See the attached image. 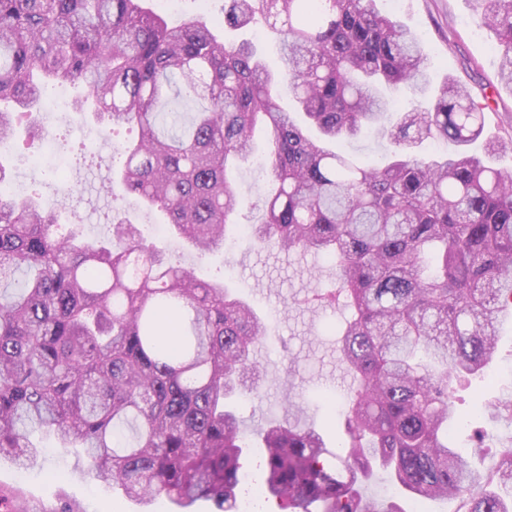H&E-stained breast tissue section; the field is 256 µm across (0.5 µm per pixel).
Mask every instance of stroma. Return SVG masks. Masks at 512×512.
Returning <instances> with one entry per match:
<instances>
[{
	"instance_id": "1",
	"label": "stroma",
	"mask_w": 512,
	"mask_h": 512,
	"mask_svg": "<svg viewBox=\"0 0 512 512\" xmlns=\"http://www.w3.org/2000/svg\"><path fill=\"white\" fill-rule=\"evenodd\" d=\"M476 0H402L397 16L422 45L433 84L455 78L466 85L475 101L487 104L486 132L512 136V91L498 83V48L492 31L475 23ZM207 15L221 38L230 36L252 42L270 68L280 65L273 36L262 25L233 32L224 27V0H183L177 12L167 13L177 24L192 16ZM43 141L69 143L66 182H58L43 169L32 166L25 154L7 158L13 179L22 183L27 195L46 201L65 196L60 213L63 224L82 225L89 239L110 233V215L125 217L148 233L150 241L162 247L169 263L187 266L202 280H225L233 292L252 305L266 325L268 339L254 355L261 364L259 396L244 395L237 401L238 415L248 426L259 428L270 422L287 421L296 415L300 423L315 427L328 446H336L343 426L331 405L321 396L329 391L344 392L353 381L340 362L336 329L348 315L343 306L323 307L314 301L317 289L336 285V266L313 252L286 253L266 246L257 247L241 239L233 250L220 249L198 254L189 244H171L165 234L152 232L161 223L159 213L139 205L134 198L119 194L107 198L104 184L94 180L85 187L87 170L120 172L123 143L133 134L124 128L108 130L87 114L44 112ZM235 183L246 198L239 220L260 223L263 203L272 187L271 178L255 164L243 165ZM512 402V320L504 321L488 378L472 385L457 386L453 396L462 424L453 430L452 440L471 464L490 467L489 456L474 453L469 435L482 428L492 448L512 446V414L494 413L497 404ZM29 439L38 449L36 461L19 466L0 459V500L8 512H217L212 501L200 499L182 509L160 496L142 506L111 486L95 481L87 473L80 451L64 448L51 436L36 430Z\"/></svg>"
}]
</instances>
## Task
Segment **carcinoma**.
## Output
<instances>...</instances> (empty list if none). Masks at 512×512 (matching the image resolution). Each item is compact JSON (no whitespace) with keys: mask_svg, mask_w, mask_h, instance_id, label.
<instances>
[{"mask_svg":"<svg viewBox=\"0 0 512 512\" xmlns=\"http://www.w3.org/2000/svg\"><path fill=\"white\" fill-rule=\"evenodd\" d=\"M147 0H0V145L23 115L43 111L50 84L83 83L75 112L129 125L124 168L109 187L167 218L204 255L239 224L233 172L265 127L278 183L253 241L336 262V289L314 299L351 310L338 331L355 379L336 448L295 422L257 432L264 496L277 512H404L363 494L376 470L453 512H512V447L473 468L451 441V384L488 376L500 314L512 309V170L490 158L512 140L487 139L485 116L456 80L431 108L397 109L430 85L424 51L377 0H225L237 30L264 23L280 45L272 71L251 43H224L209 21L169 24ZM494 31L499 79L512 90V0H480ZM296 111H285L282 94ZM302 115L320 137H310ZM383 128V167L328 147ZM427 139L451 142L426 157ZM63 201L0 193V457H36L34 428L80 448L88 472L129 499L164 495L236 512L250 435L232 403L258 394L263 321L222 280L168 263L127 220L108 240L58 223Z\"/></svg>","mask_w":512,"mask_h":512,"instance_id":"obj_1","label":"carcinoma"}]
</instances>
